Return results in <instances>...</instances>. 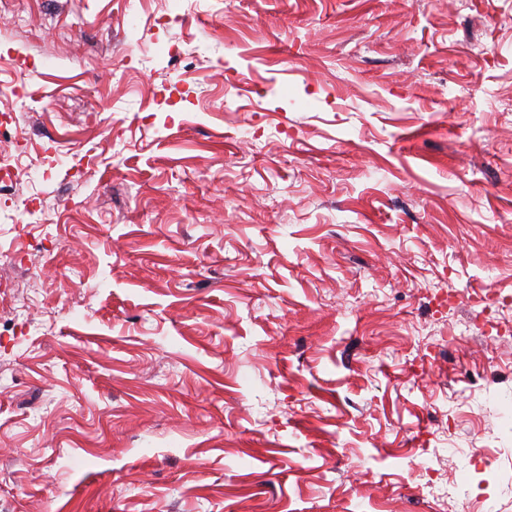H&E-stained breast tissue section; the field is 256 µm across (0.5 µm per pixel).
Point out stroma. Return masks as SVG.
Returning <instances> with one entry per match:
<instances>
[{"mask_svg":"<svg viewBox=\"0 0 512 512\" xmlns=\"http://www.w3.org/2000/svg\"><path fill=\"white\" fill-rule=\"evenodd\" d=\"M13 76L0 512H512V0H0Z\"/></svg>","mask_w":512,"mask_h":512,"instance_id":"obj_1","label":"stroma"}]
</instances>
